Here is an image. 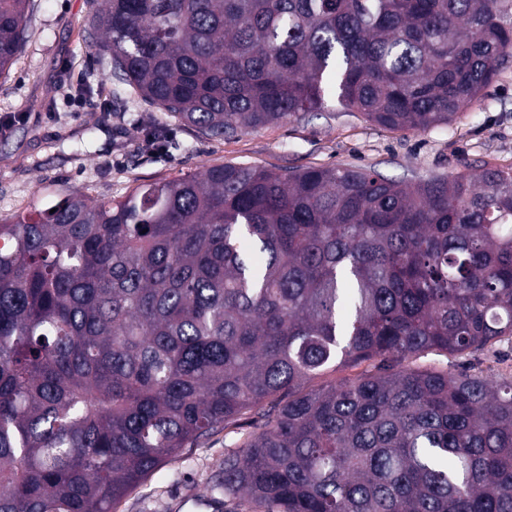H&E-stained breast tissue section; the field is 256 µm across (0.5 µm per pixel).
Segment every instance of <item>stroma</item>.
Instances as JSON below:
<instances>
[{"label":"stroma","instance_id":"stroma-1","mask_svg":"<svg viewBox=\"0 0 512 512\" xmlns=\"http://www.w3.org/2000/svg\"><path fill=\"white\" fill-rule=\"evenodd\" d=\"M92 0H33L27 41L0 77V216L77 190L118 199L136 187L221 164L289 171L336 164L371 167L402 181L454 176L489 163L512 167V66L446 125L390 130L332 104L227 140L195 137L171 116L112 82L88 44ZM166 132L173 147L152 149ZM241 418L167 459L130 487L112 512H235L208 482L249 432Z\"/></svg>","mask_w":512,"mask_h":512}]
</instances>
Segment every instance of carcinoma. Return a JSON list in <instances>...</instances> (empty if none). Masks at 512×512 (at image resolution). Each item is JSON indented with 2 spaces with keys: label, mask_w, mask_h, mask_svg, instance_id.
I'll return each mask as SVG.
<instances>
[{
  "label": "carcinoma",
  "mask_w": 512,
  "mask_h": 512,
  "mask_svg": "<svg viewBox=\"0 0 512 512\" xmlns=\"http://www.w3.org/2000/svg\"><path fill=\"white\" fill-rule=\"evenodd\" d=\"M31 0H0V75ZM112 78L206 139L318 112L448 124L512 62V0H94ZM512 168L221 165L0 217V512H112L244 415L250 512H512ZM359 372L304 390L330 369ZM508 351L509 347L504 344V347L500 348L496 353L492 351L485 352L484 355H479L476 360L471 359L476 368L482 369L485 372L488 371L489 374H507L512 372V355L509 359L506 356L501 357L500 355L507 354ZM498 352L501 353L499 354Z\"/></svg>",
  "instance_id": "obj_1"
}]
</instances>
